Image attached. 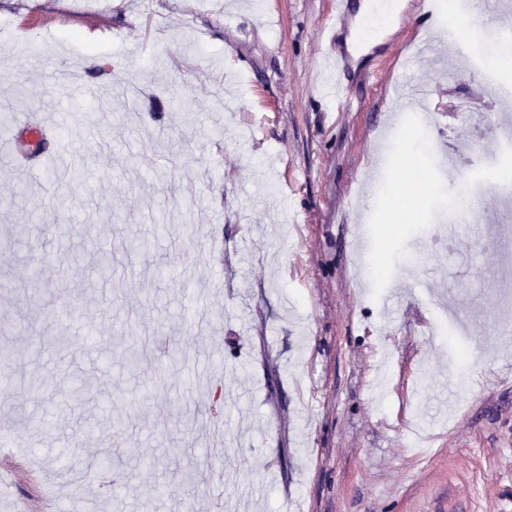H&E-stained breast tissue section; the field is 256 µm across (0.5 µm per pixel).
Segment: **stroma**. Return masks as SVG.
<instances>
[{
	"label": "stroma",
	"mask_w": 512,
	"mask_h": 512,
	"mask_svg": "<svg viewBox=\"0 0 512 512\" xmlns=\"http://www.w3.org/2000/svg\"><path fill=\"white\" fill-rule=\"evenodd\" d=\"M141 2L0 0L15 35L0 68L20 78L0 81V102L22 105V118L56 111L69 87L51 73L74 61L110 65L105 86L135 88L70 116L67 148L47 165L56 183L41 194L0 159V198H14L0 208V325L31 326L0 335L17 381L0 403L11 491L0 512H210L216 496L238 512H512V377L500 374L512 337L499 335L496 305L505 268L484 245L512 225L497 172L508 125L470 57L438 33L458 0H437L423 20L399 0L356 54L342 30L341 108L321 66L333 0ZM431 47L441 69H402ZM412 76L432 85L417 113L398 106ZM462 95L466 121L448 112ZM86 122L104 141L84 139ZM420 127L481 157L474 197L486 217L451 249L431 234L455 223L442 192L463 171L424 146L402 152ZM410 166L429 176L416 200L397 192ZM158 220L177 242L124 261L130 236ZM32 223L44 232L9 244L10 227ZM361 232L374 262L355 249ZM98 248L117 258L111 281L97 275ZM457 258L471 274L452 289ZM447 301L472 335H433ZM130 317L141 336H125ZM160 336L176 361H157ZM121 338L143 347L139 374L107 358ZM463 350L470 385L452 393L444 371ZM74 370L96 391L75 410ZM38 374L54 387L31 390ZM191 469L204 481L190 495Z\"/></svg>",
	"instance_id": "35a3bbf8"
}]
</instances>
